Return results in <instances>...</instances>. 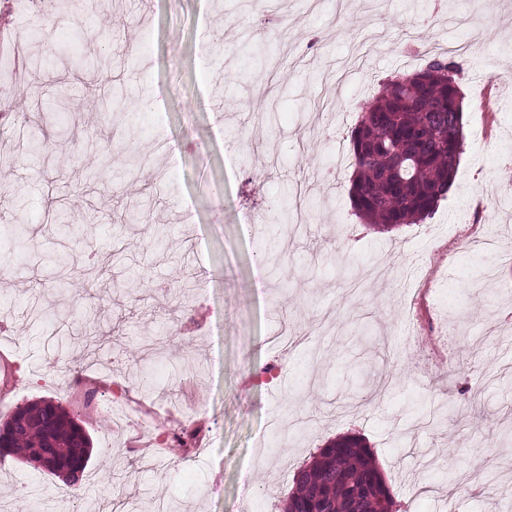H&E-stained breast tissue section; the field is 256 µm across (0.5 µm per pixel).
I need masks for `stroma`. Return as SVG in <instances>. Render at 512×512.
I'll return each instance as SVG.
<instances>
[{"instance_id": "35a3bbf8", "label": "stroma", "mask_w": 512, "mask_h": 512, "mask_svg": "<svg viewBox=\"0 0 512 512\" xmlns=\"http://www.w3.org/2000/svg\"><path fill=\"white\" fill-rule=\"evenodd\" d=\"M72 3L57 0L54 26L31 7L10 28L43 63L0 121V420L54 400L91 459L70 494L6 460V512L37 498L274 512L310 452L345 434L411 512H512V266L479 249L445 259L458 236L512 246V90L484 102L487 78L512 70V0ZM460 17L483 45L453 58L463 153L429 219L440 231H369L339 142L396 72L424 67L409 45L470 38ZM105 75L120 110H79ZM47 122L58 132L33 151ZM77 184L87 197L45 223ZM462 209L472 224H455ZM64 253L93 263L95 295L56 266ZM77 376L125 386L142 429L83 410ZM181 427L200 432L188 457L162 445Z\"/></svg>"}]
</instances>
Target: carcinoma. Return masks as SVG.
Returning <instances> with one entry per match:
<instances>
[{"label":"carcinoma","instance_id":"1","mask_svg":"<svg viewBox=\"0 0 512 512\" xmlns=\"http://www.w3.org/2000/svg\"><path fill=\"white\" fill-rule=\"evenodd\" d=\"M457 69L444 56L413 74H398L361 112L351 130L353 176L348 190L355 215L378 229L417 224L436 210L453 186L463 152V109L455 102ZM18 408L24 418L11 437L15 455L50 447L69 463L72 439L91 449L89 434L55 404ZM407 512L394 499L372 449L357 435L338 437L310 454L295 472L282 512Z\"/></svg>","mask_w":512,"mask_h":512}]
</instances>
